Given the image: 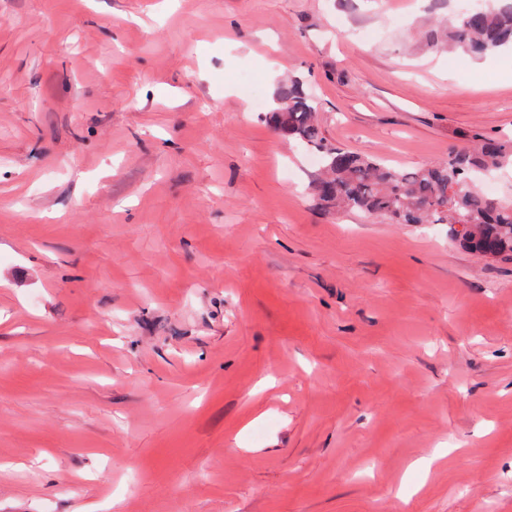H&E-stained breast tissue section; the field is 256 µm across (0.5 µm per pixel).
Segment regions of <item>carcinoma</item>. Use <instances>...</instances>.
<instances>
[{"mask_svg":"<svg viewBox=\"0 0 512 512\" xmlns=\"http://www.w3.org/2000/svg\"><path fill=\"white\" fill-rule=\"evenodd\" d=\"M448 39L475 54L512 45V4L463 9ZM316 110L317 103L294 80L277 88L261 119L316 155L319 170L310 188L321 206L392 224H446L466 249L489 256L512 253V202L480 191L476 180L512 166V139L486 138L474 151H457L445 163L396 168L328 143Z\"/></svg>","mask_w":512,"mask_h":512,"instance_id":"carcinoma-1","label":"carcinoma"}]
</instances>
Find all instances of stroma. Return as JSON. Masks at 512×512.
<instances>
[{"instance_id":"obj_1","label":"stroma","mask_w":512,"mask_h":512,"mask_svg":"<svg viewBox=\"0 0 512 512\" xmlns=\"http://www.w3.org/2000/svg\"><path fill=\"white\" fill-rule=\"evenodd\" d=\"M462 0H0V512H512V256L322 208L512 138Z\"/></svg>"}]
</instances>
